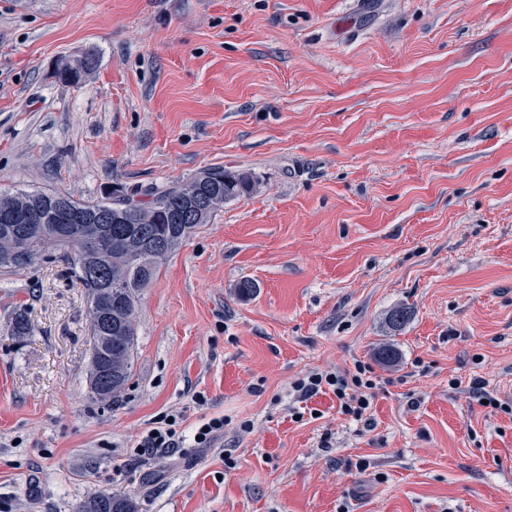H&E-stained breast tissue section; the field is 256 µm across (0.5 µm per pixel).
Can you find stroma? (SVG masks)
<instances>
[{
  "instance_id": "obj_1",
  "label": "stroma",
  "mask_w": 512,
  "mask_h": 512,
  "mask_svg": "<svg viewBox=\"0 0 512 512\" xmlns=\"http://www.w3.org/2000/svg\"><path fill=\"white\" fill-rule=\"evenodd\" d=\"M89 50L81 86L56 77ZM215 167L255 188L145 288L115 402L90 397L61 251L0 272V512L104 490L139 512H512V0H0V193L96 202ZM358 361L390 380L373 429L326 396L290 419V382ZM197 392L223 438L135 454L171 409L192 429Z\"/></svg>"
}]
</instances>
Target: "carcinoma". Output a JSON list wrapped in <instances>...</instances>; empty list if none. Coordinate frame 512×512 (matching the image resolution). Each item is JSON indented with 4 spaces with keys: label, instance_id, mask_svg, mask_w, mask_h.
I'll use <instances>...</instances> for the list:
<instances>
[{
    "label": "carcinoma",
    "instance_id": "carcinoma-1",
    "mask_svg": "<svg viewBox=\"0 0 512 512\" xmlns=\"http://www.w3.org/2000/svg\"><path fill=\"white\" fill-rule=\"evenodd\" d=\"M251 188L249 174L215 167L148 200L128 195L86 203L43 191L0 194V215L37 211L42 216L23 233L0 222V270L34 267L47 259L50 249L64 250L71 273L90 298V389L96 400L113 402L134 375L141 293L198 225ZM71 209L98 226L97 239L81 243L66 230L65 213ZM76 512H137V504L125 494L101 492Z\"/></svg>",
    "mask_w": 512,
    "mask_h": 512
}]
</instances>
